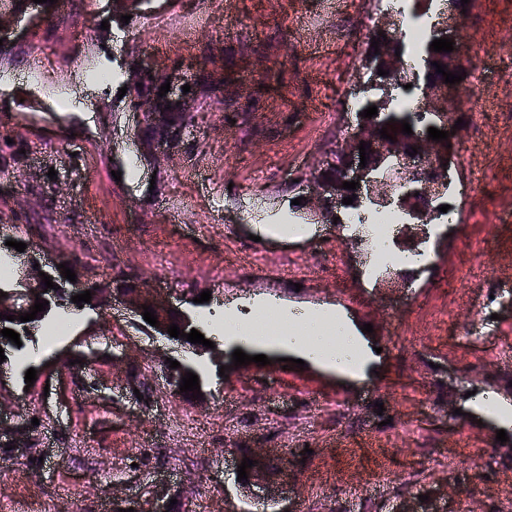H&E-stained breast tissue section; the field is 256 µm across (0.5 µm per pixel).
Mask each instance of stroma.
I'll return each instance as SVG.
<instances>
[{
    "mask_svg": "<svg viewBox=\"0 0 512 512\" xmlns=\"http://www.w3.org/2000/svg\"><path fill=\"white\" fill-rule=\"evenodd\" d=\"M374 0H145L122 22L111 0H61L34 24L20 23L0 59V239L30 245L38 260L69 257L81 275L134 278L173 304L210 291L211 306L247 311L254 299L298 310L335 309L373 347L360 381L313 363L242 365L202 376L205 403L177 396L168 361L195 357L148 336L116 304L85 311L70 333L24 372L0 365V404L11 448L0 445V487L9 512H149L166 477L174 512H398L420 493L446 512H502L512 462L429 469L452 454L454 431L495 450L496 423L472 418L467 392L512 394V356L394 347L401 317L441 303L437 284L465 236L492 225L484 252L459 270L466 288L449 335L466 330L491 344L512 334V0L454 7L467 69L483 98L462 112L452 222L398 245L421 264L374 267L371 244L330 247L353 227L273 232L321 160L340 150L355 123L348 108L377 22ZM149 63L155 85L192 78L182 142L156 165L143 160L139 118L120 88ZM111 80H90L87 69ZM167 361H160V354ZM470 374L458 413L439 416L448 374ZM423 382L398 406L392 386ZM345 401V415L315 411ZM383 404L382 424L376 404ZM197 430L178 434L184 416ZM414 421L418 441L385 444L395 423ZM248 448L279 463L286 492L248 498L235 456ZM409 480L379 482L380 473Z\"/></svg>",
    "mask_w": 512,
    "mask_h": 512,
    "instance_id": "35a3bbf8",
    "label": "stroma"
}]
</instances>
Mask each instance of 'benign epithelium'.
<instances>
[{"label":"benign epithelium","mask_w":512,"mask_h":512,"mask_svg":"<svg viewBox=\"0 0 512 512\" xmlns=\"http://www.w3.org/2000/svg\"><path fill=\"white\" fill-rule=\"evenodd\" d=\"M19 20L9 5V0H0V39L7 46L11 40L5 35L9 27ZM388 71L385 76L378 75V67ZM365 80L355 89L362 102H371L381 106L387 105L402 91L401 77L405 72L403 57L395 56V52L386 48H379V53L369 51L362 64ZM427 101L423 112L429 115L425 124H417L412 128L413 134L406 141L399 139L390 142L381 137L379 130L384 122V114L378 113L376 119L359 118L358 129L345 142L339 150L341 156L340 176L328 180L314 176V196L307 201V214L321 224L337 223L342 226L350 210L342 203L346 195H356V200L368 206L379 205L385 208L393 207L404 215L403 237L414 239L427 235V226L439 213L438 208L431 207V203L440 200L448 190L451 183L452 168L455 163V152L452 145L456 143V135L452 134L455 121L450 113L446 112L445 105L448 97L456 91V85L435 83L425 84L419 88ZM185 94L166 93L165 96H150L138 101L134 110L145 113L147 125L154 128L157 137L148 145L154 155L162 150H171L174 144L184 135L186 127H173L172 112L167 106L183 101ZM434 127L448 131L447 139L433 142V151H428L425 144L428 139V128ZM367 142V164L360 167V142ZM417 154L409 155L412 149ZM355 181L359 187L354 190L342 188L343 182ZM336 201V209L328 210V204ZM339 221H334V218ZM40 268H35L36 283L26 284L22 288H8L0 284V313L19 316L31 311L35 298H45V284L39 275ZM114 301H119L129 310L141 317L143 306L154 310L159 324L146 325V328L159 335H167L169 322L167 315L176 312L181 315V331L188 334L194 328L191 317L184 311L170 304V302L148 290L136 287L126 292L106 293L98 304L83 305L91 311H99ZM250 459L255 465L249 469L248 478L241 481L244 489L257 488L268 496L276 495L277 488L285 481V476H275L269 470V459L261 454L252 452Z\"/></svg>","instance_id":"7a95c632"}]
</instances>
